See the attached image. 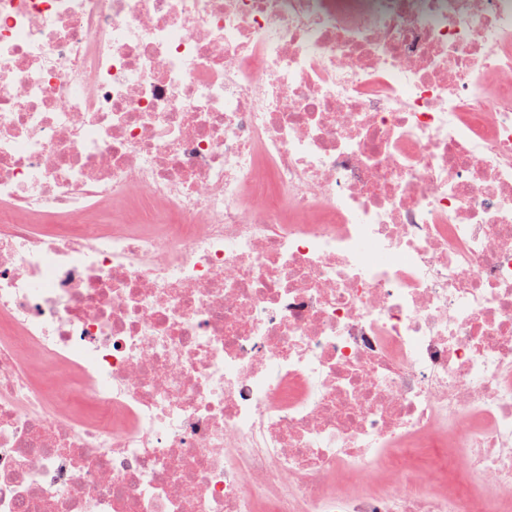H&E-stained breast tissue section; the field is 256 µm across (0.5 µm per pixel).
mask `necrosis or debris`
<instances>
[{
    "label": "necrosis or debris",
    "mask_w": 512,
    "mask_h": 512,
    "mask_svg": "<svg viewBox=\"0 0 512 512\" xmlns=\"http://www.w3.org/2000/svg\"><path fill=\"white\" fill-rule=\"evenodd\" d=\"M0 512H512V0H0Z\"/></svg>",
    "instance_id": "necrosis-or-debris-1"
}]
</instances>
